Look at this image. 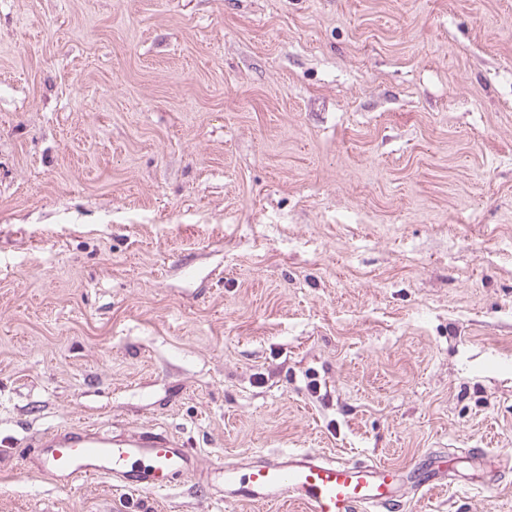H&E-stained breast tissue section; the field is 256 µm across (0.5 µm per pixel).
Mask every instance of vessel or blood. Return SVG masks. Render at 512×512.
I'll return each instance as SVG.
<instances>
[{
	"label": "vessel or blood",
	"mask_w": 512,
	"mask_h": 512,
	"mask_svg": "<svg viewBox=\"0 0 512 512\" xmlns=\"http://www.w3.org/2000/svg\"><path fill=\"white\" fill-rule=\"evenodd\" d=\"M31 470L61 487L105 478L131 492L162 493L198 476L210 498L224 503L300 504L307 512H398L406 489L450 484L444 460L424 455L412 468L322 458L310 449L263 452L255 463L218 461L200 469V456L181 438L154 429L100 432L75 424L32 436Z\"/></svg>",
	"instance_id": "vessel-or-blood-1"
}]
</instances>
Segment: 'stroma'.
I'll list each match as a JSON object with an SVG mask.
<instances>
[{
	"label": "stroma",
	"instance_id": "obj_1",
	"mask_svg": "<svg viewBox=\"0 0 512 512\" xmlns=\"http://www.w3.org/2000/svg\"><path fill=\"white\" fill-rule=\"evenodd\" d=\"M76 423L512 448V0H0V512H305L59 489L19 450Z\"/></svg>",
	"mask_w": 512,
	"mask_h": 512
}]
</instances>
